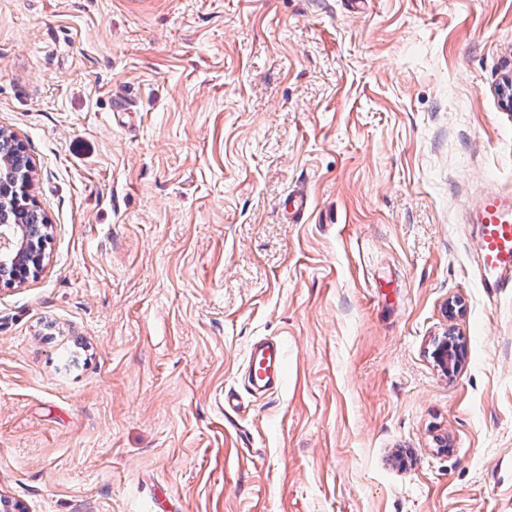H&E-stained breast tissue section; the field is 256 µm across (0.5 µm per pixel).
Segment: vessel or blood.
<instances>
[{"instance_id": "1", "label": "vessel or blood", "mask_w": 512, "mask_h": 512, "mask_svg": "<svg viewBox=\"0 0 512 512\" xmlns=\"http://www.w3.org/2000/svg\"><path fill=\"white\" fill-rule=\"evenodd\" d=\"M476 210L479 237L475 278L486 296L493 298L512 288V193L487 190L481 194ZM283 363L280 341L253 343L249 351L250 388L259 392L279 388Z\"/></svg>"}]
</instances>
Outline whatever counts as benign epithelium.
<instances>
[{
  "label": "benign epithelium",
  "mask_w": 512,
  "mask_h": 512,
  "mask_svg": "<svg viewBox=\"0 0 512 512\" xmlns=\"http://www.w3.org/2000/svg\"><path fill=\"white\" fill-rule=\"evenodd\" d=\"M25 153L22 142L0 130V287L22 281L43 264V239L51 229L27 193L35 165ZM465 353L463 339L451 329L432 343L434 366L445 377Z\"/></svg>",
  "instance_id": "1"
}]
</instances>
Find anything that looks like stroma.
Segmentation results:
<instances>
[{"instance_id":"stroma-1","label":"stroma","mask_w":512,"mask_h":512,"mask_svg":"<svg viewBox=\"0 0 512 512\" xmlns=\"http://www.w3.org/2000/svg\"><path fill=\"white\" fill-rule=\"evenodd\" d=\"M511 78L512 0H0V129L51 223L0 288V499L512 512V289L469 219L512 190ZM431 357L436 369L445 377L454 374L453 365L462 361L466 345L460 336H455L452 329L432 343ZM284 350L278 340L264 339L251 345L248 385L254 391L278 389L283 375Z\"/></svg>"}]
</instances>
